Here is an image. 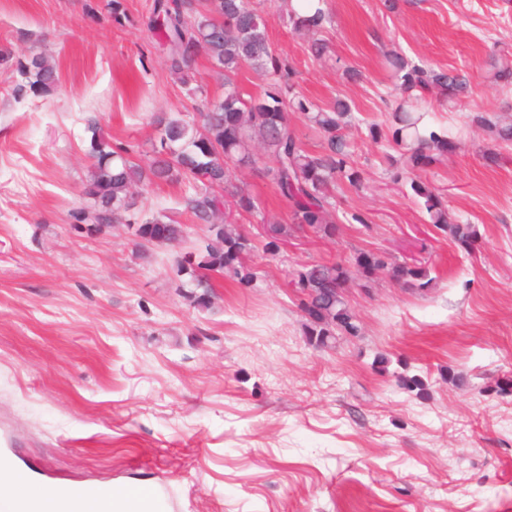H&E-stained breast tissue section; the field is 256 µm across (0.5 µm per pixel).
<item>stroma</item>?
I'll return each mask as SVG.
<instances>
[{"instance_id": "1", "label": "stroma", "mask_w": 512, "mask_h": 512, "mask_svg": "<svg viewBox=\"0 0 512 512\" xmlns=\"http://www.w3.org/2000/svg\"><path fill=\"white\" fill-rule=\"evenodd\" d=\"M151 3L121 0V26L112 0H0V44L45 52L60 72L44 99L15 100L0 83V454L48 492L165 486L168 512H512V396L489 390L512 374V144L470 121L512 107L490 70L512 50V0H328L324 61L283 24L285 0H255L298 91L347 99L362 118L346 137L363 184L340 186L336 214L366 221L331 240L292 235L270 254L260 226L288 222L289 207L242 170L259 208L236 222L257 281L213 275L207 310L189 305L174 272L205 226L172 247L140 244L122 224L90 236L71 222L89 203L88 118L145 164L152 116L193 107L140 23ZM393 50L470 81L455 104L427 100L426 124L461 145L425 178L477 230L471 252L394 181L386 158L399 148L368 133L390 113ZM362 251L425 266L434 282L349 285L359 335L309 345L288 270Z\"/></svg>"}]
</instances>
